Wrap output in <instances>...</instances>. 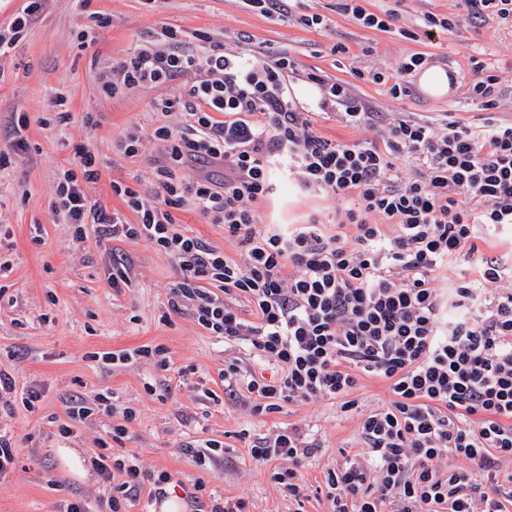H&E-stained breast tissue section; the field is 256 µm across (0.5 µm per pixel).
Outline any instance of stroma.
Instances as JSON below:
<instances>
[{
	"label": "stroma",
	"mask_w": 512,
	"mask_h": 512,
	"mask_svg": "<svg viewBox=\"0 0 512 512\" xmlns=\"http://www.w3.org/2000/svg\"><path fill=\"white\" fill-rule=\"evenodd\" d=\"M363 5L373 12L396 10L395 30L360 27L339 10L338 0H299L297 13L326 19V26L317 30L302 28L292 18L264 17L244 0H91L90 10L111 15L112 26L99 31L93 47L83 50L75 37L78 0H49L12 52L0 59V120L18 112L30 121L27 149L12 153L0 168V255L10 263L0 271V368L9 370L17 388L43 391L41 408L34 413L0 403V434L11 437L18 454L14 469L0 476V512H62L76 496L92 502L107 498L109 490L94 471L72 478L55 451L79 448L95 457L105 425L127 407L137 418L125 447L138 453L144 471H168L181 500L201 480L208 491L244 499L247 512H288V499L270 480L268 466L253 462L245 441L237 438L243 428L261 437L290 423L313 425L324 452L300 470L313 486L341 451L358 452L357 418L340 412L333 402L287 405L268 415L225 402V362L248 366L252 360L241 347L210 336L190 312L162 320L167 290L179 278L175 262L144 241L94 236L75 241L73 225L54 215L51 204L58 172L75 167L85 146L94 149L101 170L99 179L85 186L92 201L121 208L111 185L135 176L141 193L153 190L160 152L152 139L151 103L160 92L146 89L112 100L100 93L95 74L166 23L207 33L229 48L235 47L237 32H248L252 50L288 51L301 72L351 83L376 111L431 120L450 112L462 123L480 124L485 113L469 100L467 84L476 64H491L501 75L495 116L512 121V26L494 20L473 25L466 12L457 11L456 0H363ZM428 12H454L458 21L430 44L401 36V29H416ZM339 43L346 54L333 53ZM415 53L427 65L452 74L448 94L434 98L420 90L395 99L385 87L354 76L355 70L372 66L394 74L399 59ZM58 90L68 99L67 119L57 126L39 125ZM132 123L141 128L140 154H114L113 138ZM327 206L325 199L281 181L263 210L275 222L289 224ZM116 255L132 269L131 284L118 291L109 281ZM143 345L165 348L166 367L135 357L134 349ZM123 350L133 354L125 364L112 366L100 358L101 353ZM75 391L91 402L108 396L113 412L93 416L64 438L56 421ZM208 439L223 442L226 458L202 466L196 448Z\"/></svg>",
	"instance_id": "obj_1"
}]
</instances>
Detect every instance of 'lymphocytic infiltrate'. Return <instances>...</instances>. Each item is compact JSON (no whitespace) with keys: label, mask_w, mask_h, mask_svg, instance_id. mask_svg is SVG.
<instances>
[{"label":"lymphocytic infiltrate","mask_w":512,"mask_h":512,"mask_svg":"<svg viewBox=\"0 0 512 512\" xmlns=\"http://www.w3.org/2000/svg\"><path fill=\"white\" fill-rule=\"evenodd\" d=\"M423 62L402 58L393 79L375 68L354 75L410 97ZM298 74L285 52L260 59L170 24L148 33L97 83L112 99L168 90L152 102L162 154L154 202L120 182L112 193L122 209L89 200L84 186L100 171L86 148L59 175L54 211L76 240L93 224L176 263L168 312L189 308L210 335L250 352L253 366L225 363L224 391L252 414L333 400L357 416L361 452L343 455L315 487L299 473L323 452L309 425L258 438L239 431L292 512L313 499L327 512H512V257L482 248L512 237V122L384 117L350 84L315 73L313 113L291 92ZM334 116L361 138L319 133V120ZM193 163L223 175L187 177ZM280 178L334 199L333 211L267 222L261 206ZM186 208L223 225L235 255L178 225L174 213ZM464 264L476 278H449ZM366 377L386 382L389 401L361 408L354 393ZM135 418L125 409L92 462L112 489L110 512H127L143 483L157 499L172 485L168 471L144 474L134 451L112 452Z\"/></svg>","instance_id":"obj_1"}]
</instances>
